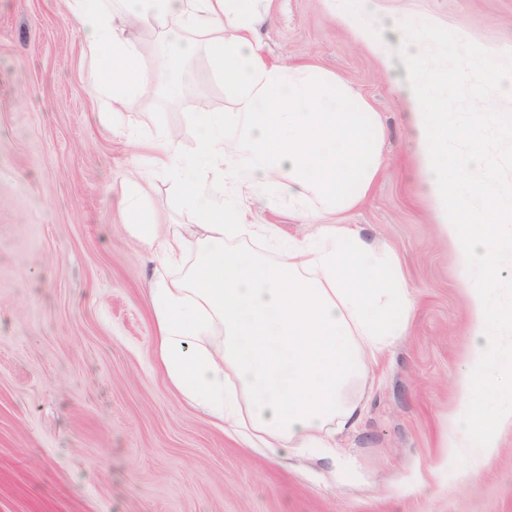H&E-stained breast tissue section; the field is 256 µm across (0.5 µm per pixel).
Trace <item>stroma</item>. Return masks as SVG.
I'll return each mask as SVG.
<instances>
[{
  "label": "stroma",
  "mask_w": 512,
  "mask_h": 512,
  "mask_svg": "<svg viewBox=\"0 0 512 512\" xmlns=\"http://www.w3.org/2000/svg\"><path fill=\"white\" fill-rule=\"evenodd\" d=\"M485 46L512 44V0H382ZM256 39L274 62L339 75L378 112L385 167L344 216L389 244L416 309L407 336L350 388L363 412L337 454L273 460L183 403L153 357L146 292L158 263L115 203L136 152L130 135L197 141L196 104L233 108L198 54L171 98L132 99L125 135L93 117L89 59L67 0H0V512H512V428L476 474L444 446L469 342L453 248L419 192L405 100L330 0H273ZM454 124L496 99L485 73L441 84ZM494 192L512 202V137L488 128ZM161 224L193 223L170 181L146 174Z\"/></svg>",
  "instance_id": "obj_1"
}]
</instances>
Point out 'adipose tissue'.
<instances>
[{
	"mask_svg": "<svg viewBox=\"0 0 512 512\" xmlns=\"http://www.w3.org/2000/svg\"><path fill=\"white\" fill-rule=\"evenodd\" d=\"M68 9L90 60L85 88L104 124H119L133 97L161 87L178 94V72L200 51L235 95L233 111L201 107L191 156L164 129L136 156L138 166L169 177L202 236L156 223L139 180L127 179L121 189L119 220L136 227L162 268L148 294L157 365L178 397L246 447L273 458L330 447L361 417L350 387L366 363L407 335L414 310L394 250L371 246L356 225L339 221L382 171L378 113L337 76L309 64H269L255 38L259 0H68ZM382 18L379 0H354L339 16L381 62L397 64L417 180L454 244L471 340L446 445L449 462L472 470L497 445L493 433L473 424L485 375L512 380V311L498 305L492 282L474 277L512 255V206L489 192L496 169L479 135L489 125L512 135V114L477 109L469 149L455 151L458 132L437 85L480 69L500 101L512 103V71L465 34L453 71L429 68V43L444 30L430 25L421 38L397 21L387 39ZM128 26L162 33L168 54L155 73L138 70ZM254 198L271 207L287 201L303 222L314 223L313 233L272 261L235 246L246 236L278 238L277 225L250 222L246 203ZM190 255L195 262L187 269ZM179 267L184 275H176Z\"/></svg>",
	"mask_w": 512,
	"mask_h": 512,
	"instance_id": "obj_1",
	"label": "adipose tissue"
}]
</instances>
